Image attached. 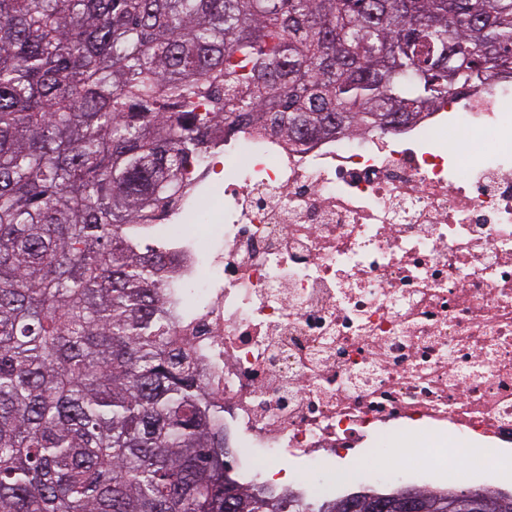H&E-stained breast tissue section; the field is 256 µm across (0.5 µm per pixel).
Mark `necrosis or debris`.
<instances>
[{
	"instance_id": "1",
	"label": "necrosis or debris",
	"mask_w": 512,
	"mask_h": 512,
	"mask_svg": "<svg viewBox=\"0 0 512 512\" xmlns=\"http://www.w3.org/2000/svg\"><path fill=\"white\" fill-rule=\"evenodd\" d=\"M392 136L238 134L165 225L176 326L271 494L267 459L323 466L397 431L482 473L466 440L512 445V81Z\"/></svg>"
}]
</instances>
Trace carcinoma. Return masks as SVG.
I'll return each mask as SVG.
<instances>
[{
  "label": "carcinoma",
  "mask_w": 512,
  "mask_h": 512,
  "mask_svg": "<svg viewBox=\"0 0 512 512\" xmlns=\"http://www.w3.org/2000/svg\"><path fill=\"white\" fill-rule=\"evenodd\" d=\"M512 80V0H0V512H423L240 483L152 224L241 129L388 133Z\"/></svg>",
  "instance_id": "obj_1"
}]
</instances>
